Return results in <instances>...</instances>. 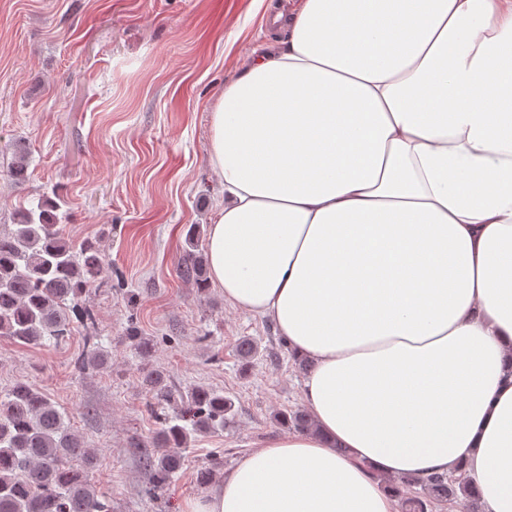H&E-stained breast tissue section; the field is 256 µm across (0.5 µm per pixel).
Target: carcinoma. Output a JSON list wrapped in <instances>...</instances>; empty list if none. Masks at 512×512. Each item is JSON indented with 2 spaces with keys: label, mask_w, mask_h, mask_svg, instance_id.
<instances>
[{
  "label": "carcinoma",
  "mask_w": 512,
  "mask_h": 512,
  "mask_svg": "<svg viewBox=\"0 0 512 512\" xmlns=\"http://www.w3.org/2000/svg\"><path fill=\"white\" fill-rule=\"evenodd\" d=\"M28 156L21 149L11 169L12 178L25 180ZM57 202L45 200L37 209L22 211L17 222L0 227V336L28 344H56L73 331L70 312L80 310L86 339L95 341L84 366L102 368L109 353L97 334L96 316L80 302L91 292L103 272L105 259L97 243L85 242L76 252L57 229ZM189 250L178 265V274L200 292L207 290L206 254L200 249V229L187 236ZM257 342H240L242 366L248 368L259 356ZM146 391L163 405L172 392L166 374L149 370L142 379ZM234 402L224 394L197 388L182 399L180 408L164 419L143 455L153 490L166 488L182 467V450L197 433L224 428L233 414ZM67 414L24 380L0 392V512H112L111 500L98 494L87 467L93 452L71 430ZM276 420L295 430L315 431L305 410L279 414ZM423 496L401 499L402 512H424L425 499L446 501L462 496L475 502L471 482L446 475L409 478Z\"/></svg>",
  "instance_id": "obj_1"
}]
</instances>
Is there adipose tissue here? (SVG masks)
Returning <instances> with one entry per match:
<instances>
[{
  "instance_id": "ef3b65f1",
  "label": "adipose tissue",
  "mask_w": 512,
  "mask_h": 512,
  "mask_svg": "<svg viewBox=\"0 0 512 512\" xmlns=\"http://www.w3.org/2000/svg\"><path fill=\"white\" fill-rule=\"evenodd\" d=\"M211 113L210 283L313 363L318 431L184 512H397L465 472L512 512V0H299Z\"/></svg>"
}]
</instances>
